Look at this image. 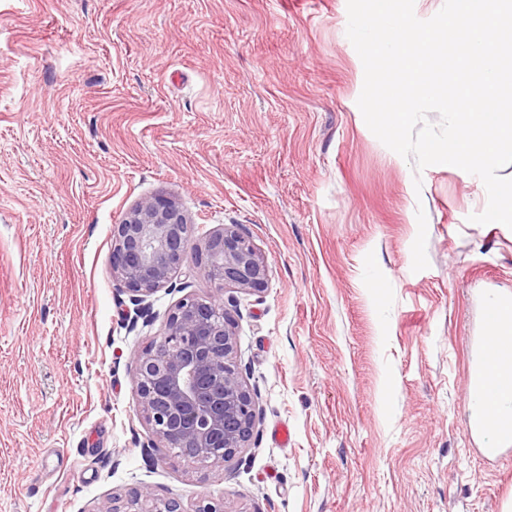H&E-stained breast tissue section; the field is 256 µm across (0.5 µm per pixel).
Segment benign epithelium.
<instances>
[{"instance_id": "1", "label": "benign epithelium", "mask_w": 512, "mask_h": 512, "mask_svg": "<svg viewBox=\"0 0 512 512\" xmlns=\"http://www.w3.org/2000/svg\"><path fill=\"white\" fill-rule=\"evenodd\" d=\"M191 222L178 199L155 194L140 199L112 226V277L131 296L133 324L147 297L172 285L188 254L215 286L209 297L187 294L173 305L164 329L134 355V383L141 412L165 448H178L199 463H228L254 435L256 402L238 366L235 322L224 305L228 289L262 292L268 267L239 224H224L200 244H190ZM182 512L147 489L128 494L124 510Z\"/></svg>"}]
</instances>
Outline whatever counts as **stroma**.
Returning a JSON list of instances; mask_svg holds the SVG:
<instances>
[{
    "mask_svg": "<svg viewBox=\"0 0 512 512\" xmlns=\"http://www.w3.org/2000/svg\"><path fill=\"white\" fill-rule=\"evenodd\" d=\"M347 0H0V512H109L136 488L223 512H505L512 449L469 430L512 229L479 177L416 171L366 125ZM175 195L199 240L239 224L263 292L231 313L259 412L228 464L168 453L133 355L112 226ZM287 428V442L276 435Z\"/></svg>",
    "mask_w": 512,
    "mask_h": 512,
    "instance_id": "1",
    "label": "stroma"
}]
</instances>
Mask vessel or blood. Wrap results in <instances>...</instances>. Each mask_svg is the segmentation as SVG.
<instances>
[{"mask_svg": "<svg viewBox=\"0 0 512 512\" xmlns=\"http://www.w3.org/2000/svg\"><path fill=\"white\" fill-rule=\"evenodd\" d=\"M512 400V321L487 317L481 338L478 366L474 369L469 402L474 428L494 433L480 450L489 460L501 457L512 446V423L500 420L496 407Z\"/></svg>", "mask_w": 512, "mask_h": 512, "instance_id": "b4317fda", "label": "vessel or blood"}]
</instances>
